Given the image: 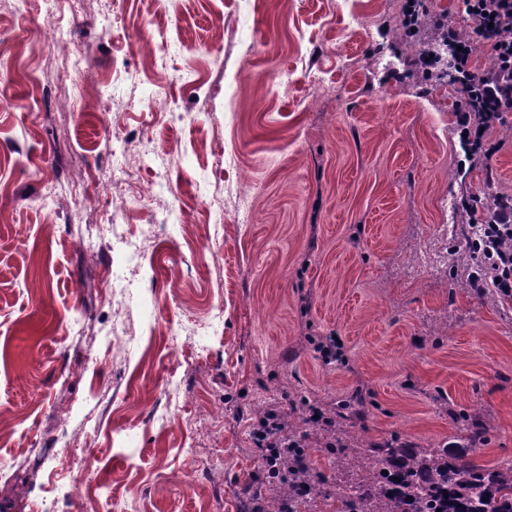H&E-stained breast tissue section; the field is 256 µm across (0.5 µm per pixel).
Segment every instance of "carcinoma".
<instances>
[{
  "instance_id": "obj_1",
  "label": "carcinoma",
  "mask_w": 512,
  "mask_h": 512,
  "mask_svg": "<svg viewBox=\"0 0 512 512\" xmlns=\"http://www.w3.org/2000/svg\"><path fill=\"white\" fill-rule=\"evenodd\" d=\"M441 20L448 17L440 13L428 20L416 13L411 23L400 24L396 38L420 55L436 47ZM360 403L352 398L330 410L329 421L348 419L346 412ZM281 419L300 446L274 449L275 468L249 497L250 506L260 512H303L317 504L329 507L333 499L336 512H512V462L489 465L470 458L486 442L477 423L467 429L466 450L402 448L387 441L320 448L336 471L356 474L353 481L324 491L311 460V444L320 443L318 432L302 414Z\"/></svg>"
}]
</instances>
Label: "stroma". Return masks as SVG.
<instances>
[{
    "mask_svg": "<svg viewBox=\"0 0 512 512\" xmlns=\"http://www.w3.org/2000/svg\"><path fill=\"white\" fill-rule=\"evenodd\" d=\"M402 2L71 0L50 45V0H0V512H244L254 410L307 400L360 398L347 425L369 441L426 448L475 422V459H512V304L462 287L446 256L449 206L512 195V119L470 166L457 94L425 90L393 41ZM131 35L167 42L163 67ZM146 135L181 213L130 294L107 276L147 211L64 185H123V146ZM219 169L220 277L193 252L195 187ZM334 335L345 360L326 365L314 346ZM90 427L71 467L87 494L62 498L31 458Z\"/></svg>",
    "mask_w": 512,
    "mask_h": 512,
    "instance_id": "35a3bbf8",
    "label": "stroma"
}]
</instances>
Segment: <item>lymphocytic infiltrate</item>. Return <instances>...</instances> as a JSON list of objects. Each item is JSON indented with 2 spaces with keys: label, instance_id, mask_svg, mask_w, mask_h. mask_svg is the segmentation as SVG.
Instances as JSON below:
<instances>
[{
  "label": "lymphocytic infiltrate",
  "instance_id": "obj_1",
  "mask_svg": "<svg viewBox=\"0 0 512 512\" xmlns=\"http://www.w3.org/2000/svg\"><path fill=\"white\" fill-rule=\"evenodd\" d=\"M464 11L476 24V33L496 58L492 71L472 65L469 40L460 38L456 26L448 28V50L457 62L454 83L459 95L457 125L475 160H491L494 150L488 132L512 112V0H462ZM483 238L478 253L490 267L491 281L475 279L471 286L482 290L493 284L500 295L512 297V195H498L491 210L482 215Z\"/></svg>",
  "mask_w": 512,
  "mask_h": 512
}]
</instances>
